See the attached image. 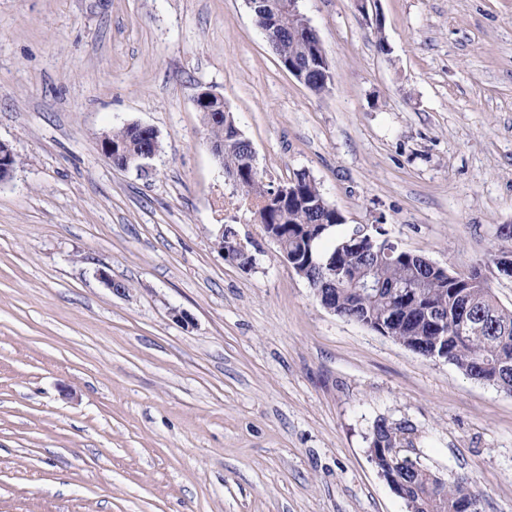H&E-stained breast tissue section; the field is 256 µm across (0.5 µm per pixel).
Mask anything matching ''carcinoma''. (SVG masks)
<instances>
[{
    "instance_id": "obj_1",
    "label": "carcinoma",
    "mask_w": 512,
    "mask_h": 512,
    "mask_svg": "<svg viewBox=\"0 0 512 512\" xmlns=\"http://www.w3.org/2000/svg\"><path fill=\"white\" fill-rule=\"evenodd\" d=\"M267 14L256 20L276 36L273 49L281 65L305 56V46L297 34L307 24L302 14L286 13L271 0ZM209 139L224 143V170L227 174L242 171L245 161V137L237 136L236 121L230 112L218 120L204 113ZM112 143L121 144L134 155L149 145V140L135 124L112 130ZM295 190L282 206L268 204L274 186L259 176L247 180L245 195L251 199L261 224H275L281 229V248L288 260H301L307 253L319 259L336 260V285L324 284V270L311 268L305 280L314 294L327 299L336 314L371 329L380 325L392 330V337L420 356L435 348L437 331L431 329L432 316L446 320L440 348L446 350L448 362L468 378L501 391L512 393V309L497 301L486 281L473 273L466 275L434 271L422 263L417 254L399 247L388 239L387 230L379 226L363 231L356 224L331 243L314 239L315 225H343V217L321 206L325 197L317 183L305 172L294 174ZM380 284L362 297L355 288L359 281ZM466 287L467 314L459 312L456 286ZM411 431L405 422L385 418L374 425L370 439V456L376 468L393 476L402 485L409 512H465L464 503L474 495L463 477L440 480L425 467L418 471L394 470L383 449L391 447L403 434Z\"/></svg>"
}]
</instances>
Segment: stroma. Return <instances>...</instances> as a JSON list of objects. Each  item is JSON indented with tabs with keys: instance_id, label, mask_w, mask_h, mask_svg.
<instances>
[{
	"instance_id": "stroma-1",
	"label": "stroma",
	"mask_w": 512,
	"mask_h": 512,
	"mask_svg": "<svg viewBox=\"0 0 512 512\" xmlns=\"http://www.w3.org/2000/svg\"><path fill=\"white\" fill-rule=\"evenodd\" d=\"M299 6L322 94L245 0H0V512H408L381 418L512 512V395L323 308L193 104L223 97L264 182L307 172L346 224L486 268L512 225V0ZM129 123L159 134L140 169L99 149Z\"/></svg>"
}]
</instances>
